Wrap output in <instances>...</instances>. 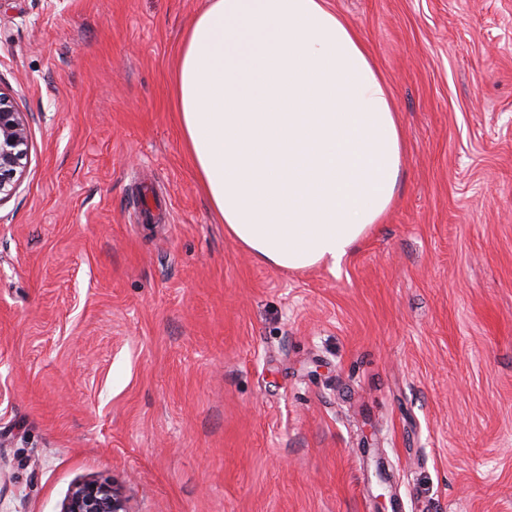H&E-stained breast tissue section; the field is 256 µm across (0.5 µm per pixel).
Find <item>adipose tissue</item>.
<instances>
[{
	"label": "adipose tissue",
	"mask_w": 512,
	"mask_h": 512,
	"mask_svg": "<svg viewBox=\"0 0 512 512\" xmlns=\"http://www.w3.org/2000/svg\"><path fill=\"white\" fill-rule=\"evenodd\" d=\"M174 86L210 207L258 262L338 268L390 209L397 115L363 41L326 0H205Z\"/></svg>",
	"instance_id": "1"
}]
</instances>
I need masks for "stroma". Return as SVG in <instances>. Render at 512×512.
I'll return each mask as SVG.
<instances>
[{"mask_svg": "<svg viewBox=\"0 0 512 512\" xmlns=\"http://www.w3.org/2000/svg\"><path fill=\"white\" fill-rule=\"evenodd\" d=\"M204 0H0V512H512V0H328L405 145L337 270L257 262L184 150ZM29 154V128L11 95L0 87V205L17 191ZM25 161V162H24ZM61 512H130L119 488L106 480L76 484L62 504Z\"/></svg>", "mask_w": 512, "mask_h": 512, "instance_id": "1", "label": "stroma"}]
</instances>
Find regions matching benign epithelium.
<instances>
[{
  "instance_id": "obj_1",
  "label": "benign epithelium",
  "mask_w": 512,
  "mask_h": 512,
  "mask_svg": "<svg viewBox=\"0 0 512 512\" xmlns=\"http://www.w3.org/2000/svg\"><path fill=\"white\" fill-rule=\"evenodd\" d=\"M29 154V128L25 113L11 95L0 89V203L17 191ZM61 512H129L122 491L106 480L76 484Z\"/></svg>"
}]
</instances>
